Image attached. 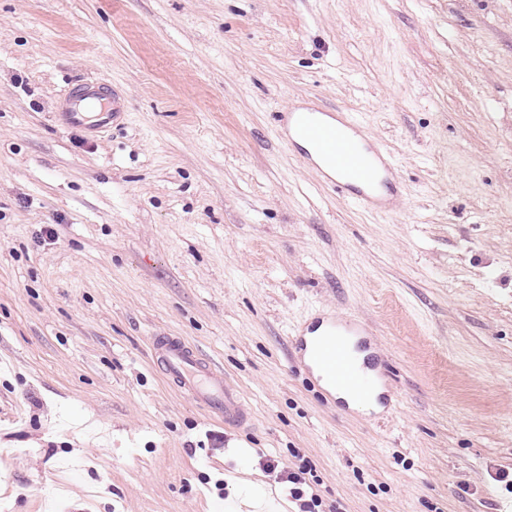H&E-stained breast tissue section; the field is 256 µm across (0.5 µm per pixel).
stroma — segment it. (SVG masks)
Instances as JSON below:
<instances>
[{
    "label": "stroma",
    "instance_id": "35a3bbf8",
    "mask_svg": "<svg viewBox=\"0 0 512 512\" xmlns=\"http://www.w3.org/2000/svg\"><path fill=\"white\" fill-rule=\"evenodd\" d=\"M123 123L67 127L72 81ZM353 114L397 161L374 215L275 115ZM332 310L396 405L332 402L291 355ZM224 371L245 427L170 387L151 339ZM496 512L512 489V0H0V512ZM260 459L259 465L264 473L276 474L278 483H288V495L299 502L300 512H325L320 510L323 502L312 486V482L316 483V480L313 479L315 476L312 475L311 469L306 465L285 466L266 455L261 456ZM306 475L312 477V481Z\"/></svg>",
    "mask_w": 512,
    "mask_h": 512
}]
</instances>
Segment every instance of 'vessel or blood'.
<instances>
[{"instance_id": "obj_1", "label": "vessel or blood", "mask_w": 512, "mask_h": 512, "mask_svg": "<svg viewBox=\"0 0 512 512\" xmlns=\"http://www.w3.org/2000/svg\"><path fill=\"white\" fill-rule=\"evenodd\" d=\"M89 113L94 116L93 129L106 128L123 116L124 104L117 94H103L99 84H76L61 103L59 114L65 124L79 125ZM282 121L288 135L312 145L311 159L326 185L349 191L354 201L370 212L382 214L393 209L396 164L367 141L351 114L319 104L309 113L284 112ZM370 333L365 325L343 323L325 311L296 327L292 355L305 364L315 381L325 382L327 395L343 388L362 398L371 384L346 364L345 339L359 338L361 347L375 355L379 349ZM152 345L157 365L176 387L225 424H244L247 416L238 394L227 385L223 372L207 364L197 349L176 336L153 337Z\"/></svg>"}]
</instances>
